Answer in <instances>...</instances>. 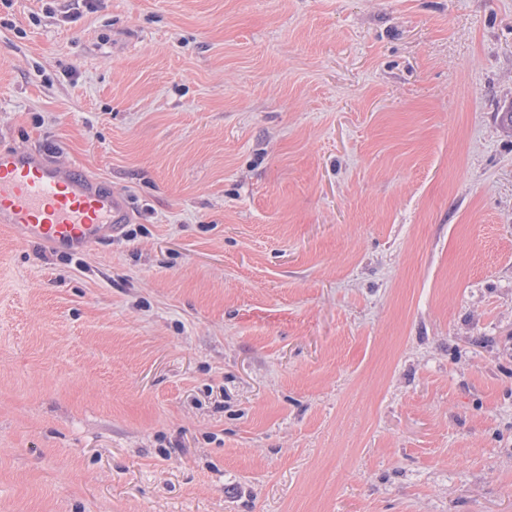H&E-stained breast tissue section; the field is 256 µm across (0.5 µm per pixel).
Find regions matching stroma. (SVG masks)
<instances>
[{
	"label": "stroma",
	"mask_w": 512,
	"mask_h": 512,
	"mask_svg": "<svg viewBox=\"0 0 512 512\" xmlns=\"http://www.w3.org/2000/svg\"><path fill=\"white\" fill-rule=\"evenodd\" d=\"M512 0H10L0 512H512ZM131 212L125 195L38 147L0 149V223L26 241L89 249L112 240Z\"/></svg>",
	"instance_id": "stroma-1"
}]
</instances>
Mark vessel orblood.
Returning <instances> with one entry per match:
<instances>
[{"instance_id": "b4317fda", "label": "vessel or blood", "mask_w": 512, "mask_h": 512, "mask_svg": "<svg viewBox=\"0 0 512 512\" xmlns=\"http://www.w3.org/2000/svg\"><path fill=\"white\" fill-rule=\"evenodd\" d=\"M131 219L125 195L37 147L0 149V223L22 239L89 249L111 241Z\"/></svg>"}]
</instances>
